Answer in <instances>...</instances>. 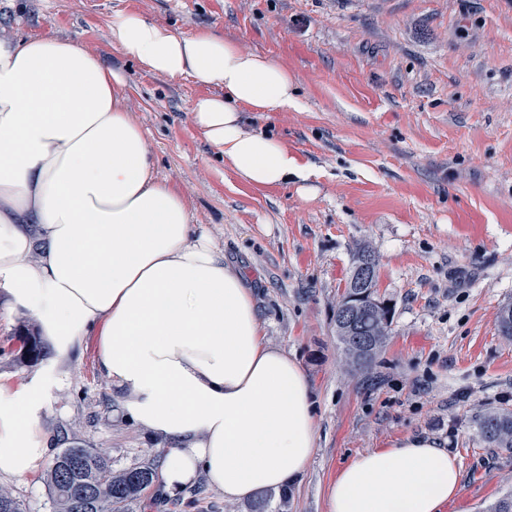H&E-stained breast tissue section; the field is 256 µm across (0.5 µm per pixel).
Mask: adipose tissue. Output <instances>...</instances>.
<instances>
[{
	"instance_id": "ef3b65f1",
	"label": "adipose tissue",
	"mask_w": 512,
	"mask_h": 512,
	"mask_svg": "<svg viewBox=\"0 0 512 512\" xmlns=\"http://www.w3.org/2000/svg\"><path fill=\"white\" fill-rule=\"evenodd\" d=\"M112 46L149 72L219 88L190 118L233 173L256 187L308 172L281 140L246 130L243 111H300L297 80L213 31L183 33L134 11ZM125 80L79 40L0 38V289L33 314L58 357L94 337L120 414L166 445L169 494L197 472L240 502L300 478L316 452L300 363L269 346L252 288L196 233L180 191L158 180ZM47 378L0 384V478L35 475ZM463 490L455 456L409 436L341 467L327 512H443Z\"/></svg>"
}]
</instances>
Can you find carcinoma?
I'll return each mask as SVG.
<instances>
[{
  "label": "carcinoma",
  "mask_w": 512,
  "mask_h": 512,
  "mask_svg": "<svg viewBox=\"0 0 512 512\" xmlns=\"http://www.w3.org/2000/svg\"><path fill=\"white\" fill-rule=\"evenodd\" d=\"M358 276L350 275L334 313L336 338L351 364L363 371L372 368L383 348L388 323L384 316L390 305L372 302L376 278L367 287H357ZM500 333L512 339V304L503 306L497 317ZM480 437L495 448L512 451V413L490 410L477 423ZM154 482L149 466L112 469L109 458L77 441L61 449L50 469L55 512H76V502H86L85 512H126V506L141 498Z\"/></svg>",
  "instance_id": "cac0c4a2"
}]
</instances>
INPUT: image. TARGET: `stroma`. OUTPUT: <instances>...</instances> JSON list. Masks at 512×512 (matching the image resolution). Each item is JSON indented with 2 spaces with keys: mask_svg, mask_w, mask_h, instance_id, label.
Wrapping results in <instances>:
<instances>
[{
  "mask_svg": "<svg viewBox=\"0 0 512 512\" xmlns=\"http://www.w3.org/2000/svg\"><path fill=\"white\" fill-rule=\"evenodd\" d=\"M0 0V34L79 39L125 77L124 104L145 132L158 178L193 221L247 271L265 339L306 372L317 451L267 512H326V490L357 455L408 436L439 439L463 491L444 512H482L512 492V452L485 444L477 421L512 411V339L498 330L512 303V0ZM136 11L184 33L213 30L265 54L298 80L303 111L246 112L247 128L286 143L312 191L240 181L191 122L212 87L146 71L112 47L109 22ZM378 259L392 305L369 371L347 366L333 313L359 248ZM34 315L0 293V383L55 371L42 427L55 448L75 439L113 469H162L157 439L118 417V390L97 365L94 337L57 361L24 358ZM23 512H53L45 472L4 478ZM128 512H250L205 474L176 495L154 482Z\"/></svg>",
  "mask_w": 512,
  "mask_h": 512,
  "instance_id": "35a3bbf8",
  "label": "stroma"
}]
</instances>
